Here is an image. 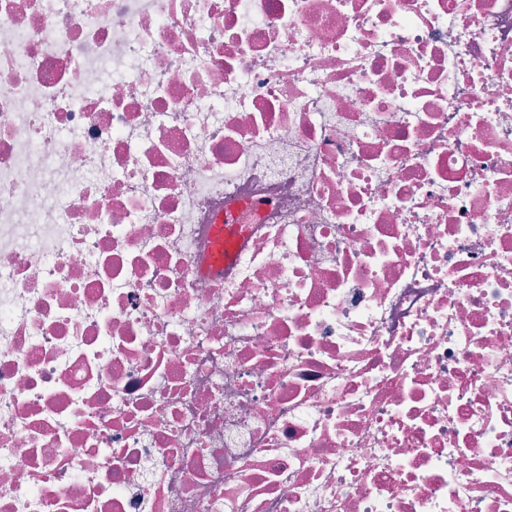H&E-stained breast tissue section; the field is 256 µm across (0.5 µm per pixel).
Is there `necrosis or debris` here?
Here are the masks:
<instances>
[{
	"mask_svg": "<svg viewBox=\"0 0 512 512\" xmlns=\"http://www.w3.org/2000/svg\"><path fill=\"white\" fill-rule=\"evenodd\" d=\"M0 512H512V0H0Z\"/></svg>",
	"mask_w": 512,
	"mask_h": 512,
	"instance_id": "necrosis-or-debris-1",
	"label": "necrosis or debris"
}]
</instances>
